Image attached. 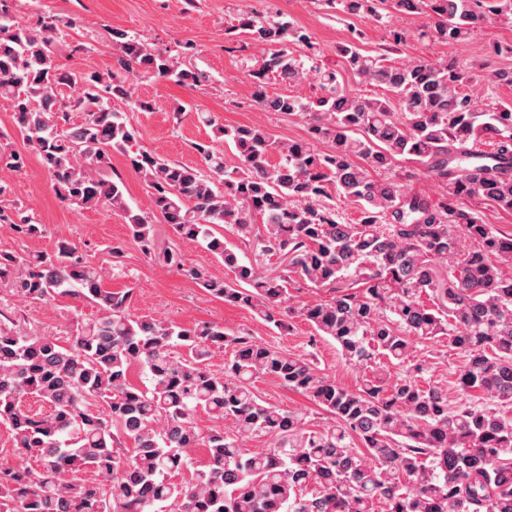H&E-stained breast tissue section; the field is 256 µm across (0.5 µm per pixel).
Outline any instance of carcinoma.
<instances>
[{"label":"carcinoma","instance_id":"cac0c4a2","mask_svg":"<svg viewBox=\"0 0 512 512\" xmlns=\"http://www.w3.org/2000/svg\"><path fill=\"white\" fill-rule=\"evenodd\" d=\"M332 9L389 25L387 43L357 42L337 52L365 89L351 90L339 71L304 68L288 51L310 37L286 23L250 15L239 23L264 52L249 76L266 112L304 117L309 138L281 141L259 126L225 127L214 137L234 146L237 165L206 142L194 144L195 167L144 149L119 106L146 109L114 73L71 72L57 62L53 25L34 34L0 8V98L11 102L14 129L26 139L68 204L106 202L125 214L132 238L152 255V223L173 226L235 274L227 283L194 269L214 298L258 311L278 330L295 318L336 343L343 359L368 367L406 362L414 340L448 337L465 354L464 392L489 403L448 405V390L421 385L424 365L394 379L384 373L350 390L308 359L282 352L217 323L190 328L128 312L129 293L105 288V271L63 242L56 252L0 253V281L32 301L69 294L101 315L66 338L0 328V424L24 464L0 465V512H512V234L483 223L463 202L480 198L512 212V105L487 95L512 86V68L453 59L403 64L389 54L404 43L395 13L428 18L420 37L463 43L490 15L512 23V0H324ZM119 69L178 85L203 75L112 30ZM290 87L313 76L321 94L271 93L269 76ZM79 111L83 120L70 121ZM325 141L320 151L315 143ZM129 156L150 189L149 211L133 212L125 186L108 169L112 151ZM407 166L395 171L399 163ZM424 175L440 189L430 199L409 182ZM355 206L346 218L336 200ZM263 230L253 232L255 217ZM0 224L20 238L41 225ZM229 225L249 239L243 260L215 235ZM278 256L273 274L258 262ZM304 284L327 297L291 306ZM229 351L224 375L210 369ZM139 368L149 385L130 381ZM278 380L324 410L331 424L311 429L297 412L262 400L254 382ZM27 395L48 411L33 413ZM208 414L204 432L196 415ZM266 437L253 454L246 442ZM133 447H126V441ZM359 449H354V441ZM207 451L187 481L176 476ZM92 471L98 480L74 477Z\"/></svg>","mask_w":512,"mask_h":512}]
</instances>
